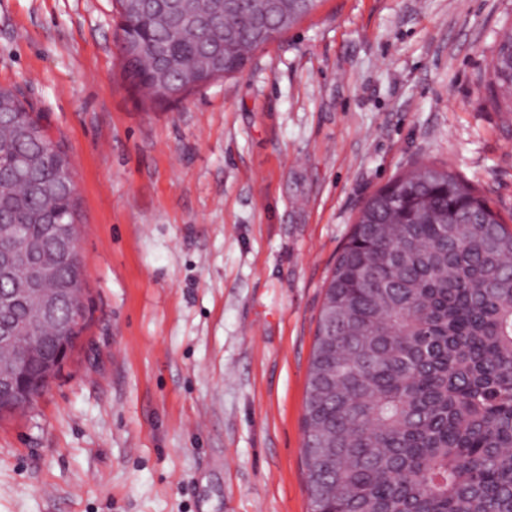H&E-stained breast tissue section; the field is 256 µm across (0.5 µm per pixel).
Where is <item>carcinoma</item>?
<instances>
[{"label": "carcinoma", "instance_id": "cac0c4a2", "mask_svg": "<svg viewBox=\"0 0 512 512\" xmlns=\"http://www.w3.org/2000/svg\"><path fill=\"white\" fill-rule=\"evenodd\" d=\"M188 0L195 33L139 14L130 0L125 82L157 101L156 50L179 59L166 83L188 94L190 74L224 46V75L309 14L318 0H285L287 16L262 21L264 0ZM492 103L512 110V35L499 50ZM18 94L0 88V224L18 237L3 249L44 240L60 222L78 236L77 194L61 144ZM0 283V326L30 349L36 383L69 324L81 263L62 256L52 285L54 322L36 300L8 305L19 288ZM303 464L311 512H512V229L477 190L449 169L420 162L373 193L339 251L320 311L303 416Z\"/></svg>", "mask_w": 512, "mask_h": 512}]
</instances>
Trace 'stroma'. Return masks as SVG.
<instances>
[{"label":"stroma","mask_w":512,"mask_h":512,"mask_svg":"<svg viewBox=\"0 0 512 512\" xmlns=\"http://www.w3.org/2000/svg\"><path fill=\"white\" fill-rule=\"evenodd\" d=\"M512 0H319L245 68L156 103L115 0H0V86L63 139L89 320L0 419V512H310L302 417L363 202L448 167L512 216L487 77Z\"/></svg>","instance_id":"obj_1"}]
</instances>
